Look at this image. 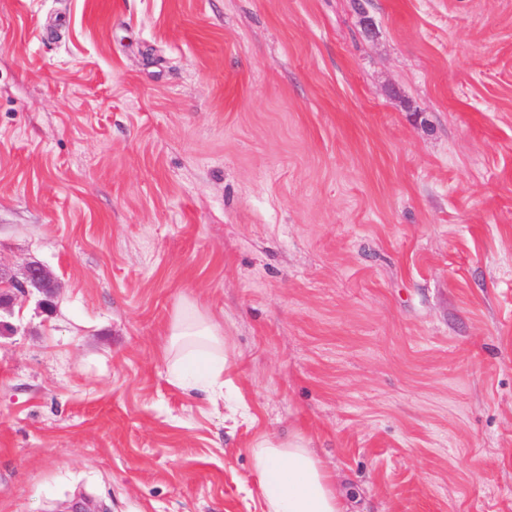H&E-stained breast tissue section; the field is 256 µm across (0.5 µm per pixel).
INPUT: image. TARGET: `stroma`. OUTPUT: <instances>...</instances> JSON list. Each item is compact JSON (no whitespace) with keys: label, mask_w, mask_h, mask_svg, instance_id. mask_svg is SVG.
Returning <instances> with one entry per match:
<instances>
[{"label":"stroma","mask_w":512,"mask_h":512,"mask_svg":"<svg viewBox=\"0 0 512 512\" xmlns=\"http://www.w3.org/2000/svg\"><path fill=\"white\" fill-rule=\"evenodd\" d=\"M0 512H512V0H0ZM193 302L223 394L162 358ZM14 292L12 294H0V325L2 326L1 313L9 311L14 301L20 297L29 295L32 289L43 294V303L50 305V299L53 296L56 285L50 273L41 265H30L26 268L23 280H16ZM252 460L266 512H345L336 481L302 439L262 438L252 448Z\"/></svg>","instance_id":"1"}]
</instances>
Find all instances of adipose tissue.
Returning a JSON list of instances; mask_svg holds the SVG:
<instances>
[{"label": "adipose tissue", "instance_id": "adipose-tissue-1", "mask_svg": "<svg viewBox=\"0 0 512 512\" xmlns=\"http://www.w3.org/2000/svg\"><path fill=\"white\" fill-rule=\"evenodd\" d=\"M164 356L173 383L190 389L222 388L228 363L224 336L194 303L184 302L177 310ZM252 460L266 512H344L341 490L302 439H260Z\"/></svg>", "mask_w": 512, "mask_h": 512}]
</instances>
